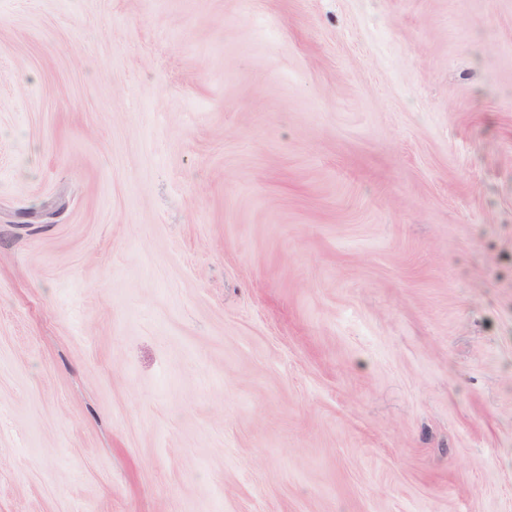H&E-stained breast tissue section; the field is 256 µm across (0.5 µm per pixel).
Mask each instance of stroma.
I'll return each instance as SVG.
<instances>
[{"label":"stroma","instance_id":"1","mask_svg":"<svg viewBox=\"0 0 512 512\" xmlns=\"http://www.w3.org/2000/svg\"><path fill=\"white\" fill-rule=\"evenodd\" d=\"M0 512H512V0H0Z\"/></svg>","mask_w":512,"mask_h":512}]
</instances>
